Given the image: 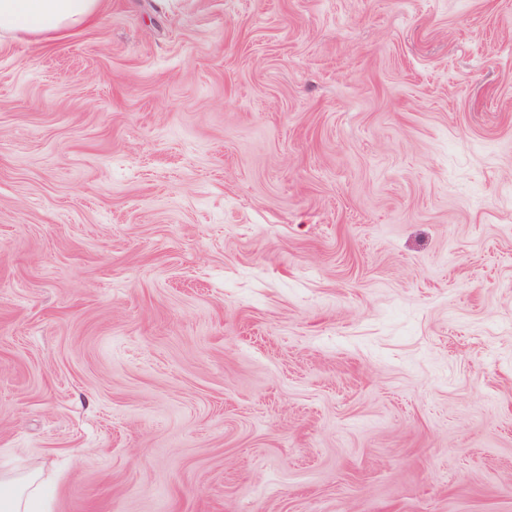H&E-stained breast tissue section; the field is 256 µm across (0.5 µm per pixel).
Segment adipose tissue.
Listing matches in <instances>:
<instances>
[{
    "mask_svg": "<svg viewBox=\"0 0 512 512\" xmlns=\"http://www.w3.org/2000/svg\"><path fill=\"white\" fill-rule=\"evenodd\" d=\"M103 0H0V36L46 41L91 25ZM38 476H0V512H34Z\"/></svg>",
    "mask_w": 512,
    "mask_h": 512,
    "instance_id": "obj_1",
    "label": "adipose tissue"
}]
</instances>
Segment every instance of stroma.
<instances>
[{
    "label": "stroma",
    "mask_w": 512,
    "mask_h": 512,
    "mask_svg": "<svg viewBox=\"0 0 512 512\" xmlns=\"http://www.w3.org/2000/svg\"><path fill=\"white\" fill-rule=\"evenodd\" d=\"M52 512H512V0H104L0 38V475Z\"/></svg>",
    "instance_id": "stroma-1"
}]
</instances>
